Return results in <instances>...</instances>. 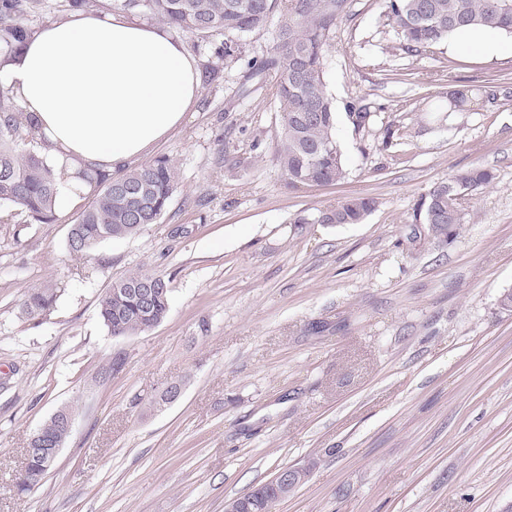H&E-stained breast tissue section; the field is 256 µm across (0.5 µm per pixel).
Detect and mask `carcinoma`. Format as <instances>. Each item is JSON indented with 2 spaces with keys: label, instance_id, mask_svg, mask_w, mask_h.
I'll use <instances>...</instances> for the list:
<instances>
[{
  "label": "carcinoma",
  "instance_id": "obj_1",
  "mask_svg": "<svg viewBox=\"0 0 512 512\" xmlns=\"http://www.w3.org/2000/svg\"><path fill=\"white\" fill-rule=\"evenodd\" d=\"M113 5L148 14L180 34L218 39L206 78L217 82L245 59L247 38L274 29L270 54L247 60L250 79L274 74L279 143L276 165L293 188L342 181L346 169L336 141V112L325 87L326 52L347 8V0H113ZM39 0H0V45L16 52L31 30L21 18ZM380 18L396 29L409 52L423 53L465 29H489L512 35V0H382ZM35 139L28 116L17 106L0 105V206L19 205L32 221L53 220L61 182L55 166L37 151L25 150ZM93 194L70 226L67 248L86 255L102 243L132 238L160 223L176 188L178 173L166 157L137 164L118 174L97 168L78 173ZM493 180L483 168H472L422 195L415 221L431 225L439 235L448 225L464 222L463 197L456 186L475 191ZM376 198L353 195L318 211V224H362L376 210ZM170 280L164 275L137 272L112 282L98 301V315L114 337L146 333L169 312ZM56 289L44 285L29 291L23 314L39 318L54 307ZM41 447L65 444L70 432L56 413L37 430ZM43 456L31 454L16 477L21 494L32 492L44 477Z\"/></svg>",
  "mask_w": 512,
  "mask_h": 512
}]
</instances>
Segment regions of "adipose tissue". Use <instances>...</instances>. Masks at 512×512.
<instances>
[{"mask_svg":"<svg viewBox=\"0 0 512 512\" xmlns=\"http://www.w3.org/2000/svg\"><path fill=\"white\" fill-rule=\"evenodd\" d=\"M0 82L71 179L131 167L180 125L200 80L178 36L117 9L76 10L33 32Z\"/></svg>","mask_w":512,"mask_h":512,"instance_id":"ef3b65f1","label":"adipose tissue"}]
</instances>
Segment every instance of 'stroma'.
<instances>
[{
	"label": "stroma",
	"mask_w": 512,
	"mask_h": 512,
	"mask_svg": "<svg viewBox=\"0 0 512 512\" xmlns=\"http://www.w3.org/2000/svg\"><path fill=\"white\" fill-rule=\"evenodd\" d=\"M380 13L349 0L327 51L341 182L288 187L275 84L241 64L144 153L178 171L161 223L77 257L87 192L49 224L0 208V512H224L287 465L310 475L273 512H512V52L416 55ZM461 88L476 98L449 111ZM475 167L493 180L451 237L415 222L422 194ZM355 194L378 200L365 223H314ZM139 270L169 278L168 316L111 336L97 300ZM45 283L56 303L27 319ZM177 379L181 398L149 408ZM65 405L66 444L17 494L30 436ZM56 297V288L51 285L33 288L25 295L22 312L27 318H39L50 312L55 305Z\"/></svg>",
	"instance_id": "obj_1"
}]
</instances>
